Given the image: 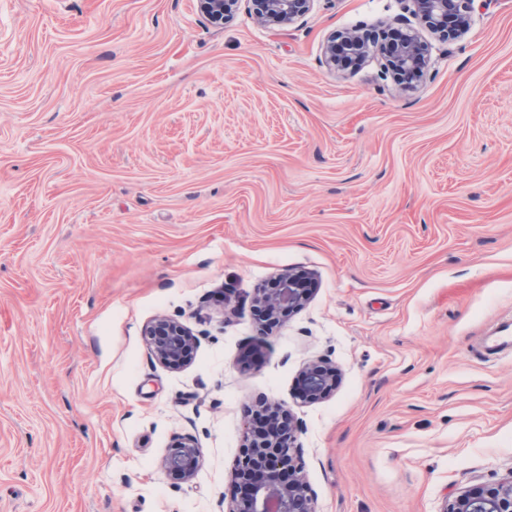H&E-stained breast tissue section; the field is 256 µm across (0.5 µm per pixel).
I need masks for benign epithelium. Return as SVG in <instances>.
<instances>
[{
	"instance_id": "7a95c632",
	"label": "benign epithelium",
	"mask_w": 512,
	"mask_h": 512,
	"mask_svg": "<svg viewBox=\"0 0 512 512\" xmlns=\"http://www.w3.org/2000/svg\"><path fill=\"white\" fill-rule=\"evenodd\" d=\"M239 0H198L202 15L213 25L222 26ZM254 14L263 22L288 26L303 17L313 0H250ZM410 11L427 27L436 29L448 12H460L457 36L468 24V13L474 0H408ZM385 35L376 29H356L331 37L326 45V60L336 65V49L343 44L349 51L365 58L371 47ZM384 72H420L426 63L422 42L411 33L398 46L381 48ZM298 277L291 273L280 276V287L267 288L255 298L256 307L266 321H280L285 312L298 309L306 302L307 289L297 286ZM149 354L158 363L171 368L182 367L196 343L195 336L180 323L157 318L146 328ZM336 382V366L324 359L310 362L299 378L300 395L309 401L323 398ZM259 410L266 416L267 438L254 443L256 432H245V444L235 472V497L228 512H314L313 498L303 474L297 448L298 427L291 413L279 403H263ZM202 461L200 447L191 436H185L169 449L166 470L183 481L191 480ZM440 512H512V480L483 487L457 496Z\"/></svg>"
}]
</instances>
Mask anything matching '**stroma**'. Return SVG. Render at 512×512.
I'll use <instances>...</instances> for the list:
<instances>
[{
    "label": "stroma",
    "mask_w": 512,
    "mask_h": 512,
    "mask_svg": "<svg viewBox=\"0 0 512 512\" xmlns=\"http://www.w3.org/2000/svg\"><path fill=\"white\" fill-rule=\"evenodd\" d=\"M404 0L224 27L197 0H0V512H228L256 401L315 512H440L512 478V0L405 88L328 36ZM291 269L311 297L260 334ZM198 338L168 369L143 333ZM326 358L340 380L302 401ZM196 439L192 480L169 475ZM336 383V366L324 359L310 362L299 378L300 395L309 401L322 399ZM202 461L200 447L191 436L182 437L169 449L164 466L171 474L183 481L191 480Z\"/></svg>",
    "instance_id": "stroma-1"
}]
</instances>
